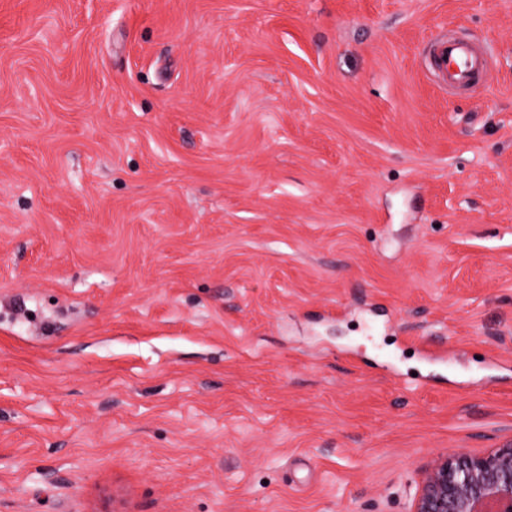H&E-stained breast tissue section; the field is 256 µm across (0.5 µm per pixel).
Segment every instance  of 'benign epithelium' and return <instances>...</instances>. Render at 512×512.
Instances as JSON below:
<instances>
[{
  "instance_id": "obj_1",
  "label": "benign epithelium",
  "mask_w": 512,
  "mask_h": 512,
  "mask_svg": "<svg viewBox=\"0 0 512 512\" xmlns=\"http://www.w3.org/2000/svg\"><path fill=\"white\" fill-rule=\"evenodd\" d=\"M410 512H512V446L435 456L422 471Z\"/></svg>"
}]
</instances>
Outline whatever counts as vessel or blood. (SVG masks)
Segmentation results:
<instances>
[{
    "label": "vessel or blood",
    "instance_id": "vessel-or-blood-1",
    "mask_svg": "<svg viewBox=\"0 0 512 512\" xmlns=\"http://www.w3.org/2000/svg\"><path fill=\"white\" fill-rule=\"evenodd\" d=\"M432 66L448 90L468 89L477 84L489 65L490 54L468 39L456 36L435 41L431 46Z\"/></svg>",
    "mask_w": 512,
    "mask_h": 512
}]
</instances>
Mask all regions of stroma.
I'll use <instances>...</instances> for the list:
<instances>
[{"instance_id": "35a3bbf8", "label": "stroma", "mask_w": 512, "mask_h": 512, "mask_svg": "<svg viewBox=\"0 0 512 512\" xmlns=\"http://www.w3.org/2000/svg\"><path fill=\"white\" fill-rule=\"evenodd\" d=\"M510 444L512 0H0V512H409ZM432 66L448 91L472 88L489 65L490 54L466 38L448 35L431 46Z\"/></svg>"}]
</instances>
